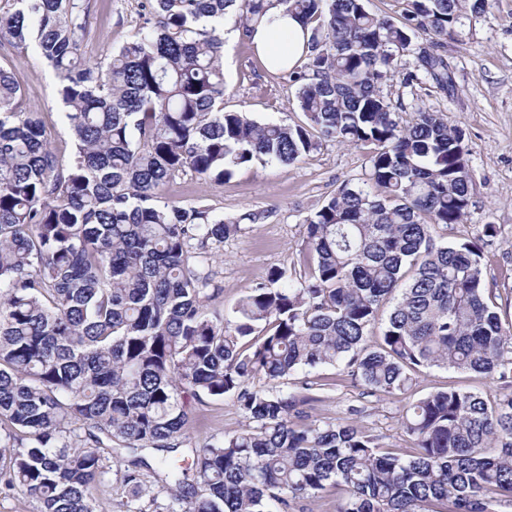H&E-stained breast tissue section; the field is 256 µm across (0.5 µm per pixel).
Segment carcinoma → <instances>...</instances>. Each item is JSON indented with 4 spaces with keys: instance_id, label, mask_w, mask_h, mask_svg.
Instances as JSON below:
<instances>
[{
    "instance_id": "carcinoma-1",
    "label": "carcinoma",
    "mask_w": 512,
    "mask_h": 512,
    "mask_svg": "<svg viewBox=\"0 0 512 512\" xmlns=\"http://www.w3.org/2000/svg\"><path fill=\"white\" fill-rule=\"evenodd\" d=\"M147 2L146 26L102 65L81 58L80 0H0V45L32 44L54 69L75 139L58 158L0 65V491L38 512H95L114 473L129 512H288L329 487L345 491L336 512H495V496L512 499V325L482 245L435 241L477 193L464 132L433 112L401 125L382 91L406 55L451 89L438 49L485 0H405L397 21L365 0ZM273 7L310 27L287 72L300 125L224 110V15L249 41ZM323 140L368 149L363 185H341L295 260L216 309L214 257L259 216L162 205V192L188 172L222 183L256 162L292 164ZM327 365L372 396H405L431 368L502 392L410 403L417 452L404 455L381 450L362 409L317 418L314 398L281 387ZM186 393L232 399L244 424L182 467ZM114 444L130 455L116 472Z\"/></svg>"
}]
</instances>
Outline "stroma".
Instances as JSON below:
<instances>
[{
	"instance_id": "35a3bbf8",
	"label": "stroma",
	"mask_w": 512,
	"mask_h": 512,
	"mask_svg": "<svg viewBox=\"0 0 512 512\" xmlns=\"http://www.w3.org/2000/svg\"><path fill=\"white\" fill-rule=\"evenodd\" d=\"M88 18L81 41L84 61L105 63L144 22L143 0H82ZM224 108L247 113L257 122L296 125L305 120L295 88L282 75L269 73L251 46L242 40L236 15L224 19ZM451 66L454 86L439 92L416 77L415 59H398L393 81L383 92L402 101L400 115L410 118L422 110L441 115L465 133L467 165L478 194L463 224L441 234L444 242L479 240L485 225L499 233L485 246V282L500 294L501 316L512 322V0H487L462 40L442 49ZM0 64L11 68L24 93L25 108L39 112L55 152L68 157L72 135L63 119L57 81L51 67L34 48L0 46ZM367 156L353 145L326 143L290 165L257 163L221 183L184 174L163 192L165 201L184 206L204 205L232 218L251 211L258 223L243 225L224 242L218 267L224 294L221 308L231 309L238 298L268 271L295 257L306 236V219L343 183H359ZM312 378H335L333 388L314 390V411L322 417L342 415L348 406L361 407L360 424L382 446L408 454L411 443L402 430L406 405L402 398L365 395L363 386L341 368L324 366ZM448 388H462L490 398L498 387L468 372L433 368L417 378L413 398ZM193 419L189 447L198 448L238 430L243 416L231 399L188 398Z\"/></svg>"
}]
</instances>
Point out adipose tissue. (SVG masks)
I'll use <instances>...</instances> for the list:
<instances>
[{"label":"adipose tissue","mask_w":512,"mask_h":512,"mask_svg":"<svg viewBox=\"0 0 512 512\" xmlns=\"http://www.w3.org/2000/svg\"><path fill=\"white\" fill-rule=\"evenodd\" d=\"M309 35L301 18L275 10L269 22L255 29L252 42L265 66L275 72L298 62Z\"/></svg>","instance_id":"adipose-tissue-1"}]
</instances>
